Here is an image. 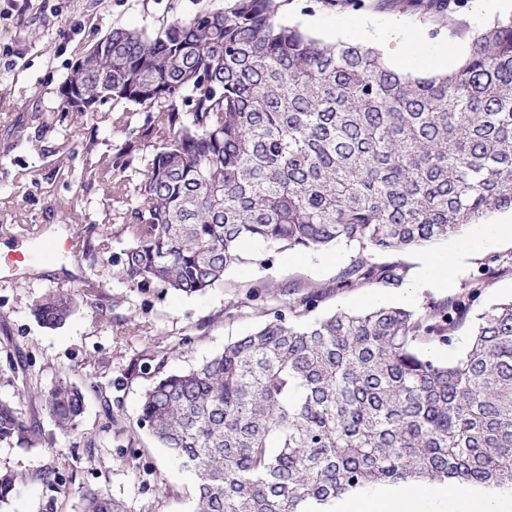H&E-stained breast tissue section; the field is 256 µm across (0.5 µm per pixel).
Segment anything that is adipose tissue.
Wrapping results in <instances>:
<instances>
[{
	"label": "adipose tissue",
	"instance_id": "adipose-tissue-1",
	"mask_svg": "<svg viewBox=\"0 0 512 512\" xmlns=\"http://www.w3.org/2000/svg\"><path fill=\"white\" fill-rule=\"evenodd\" d=\"M339 512H512V498L437 483L416 484L347 501Z\"/></svg>",
	"mask_w": 512,
	"mask_h": 512
}]
</instances>
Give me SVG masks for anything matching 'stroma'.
I'll return each mask as SVG.
<instances>
[{"instance_id": "1", "label": "stroma", "mask_w": 512, "mask_h": 512, "mask_svg": "<svg viewBox=\"0 0 512 512\" xmlns=\"http://www.w3.org/2000/svg\"><path fill=\"white\" fill-rule=\"evenodd\" d=\"M221 2L0 0V232L42 224L53 239L78 228L91 245L53 260L60 268L80 267L84 278L74 283L48 273L16 282L0 254V399L20 402L41 432L32 447L0 443V471L16 477L0 512H80L87 489L112 495L127 512H192L193 475L135 425L141 396L158 375L187 370L246 335L284 302L288 288L326 289L323 314L376 304L419 310L467 289L490 257L512 258L511 237L463 255L454 237L392 254L407 268L399 287L340 292L334 284L359 252L354 243L270 257L245 245L248 261L201 295L136 287L117 275L113 262L129 245L120 218L124 204L104 194L101 176L127 162L129 133L145 115L100 112L78 128L58 108V87L71 64L112 28L156 29ZM487 2L462 0L458 15L449 17L395 11L384 0H288L280 18L332 41L347 23L351 40L371 46L421 29L431 47L447 51L453 69L477 30L506 19V12L488 11ZM366 19L367 39L356 28ZM452 254L458 261L447 282L430 284L431 263ZM90 286L93 303L81 304L63 326L48 329L35 318L33 299L63 287L80 294ZM61 380L86 391L79 427L69 434L58 430L36 396Z\"/></svg>"}]
</instances>
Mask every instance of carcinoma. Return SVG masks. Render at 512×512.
Listing matches in <instances>:
<instances>
[{"instance_id":"cac0c4a2","label":"carcinoma","mask_w":512,"mask_h":512,"mask_svg":"<svg viewBox=\"0 0 512 512\" xmlns=\"http://www.w3.org/2000/svg\"><path fill=\"white\" fill-rule=\"evenodd\" d=\"M283 0H228L154 31L115 27L60 84L59 107L147 113L121 212L131 244L114 265L131 284L202 294L246 261L242 245L361 253L336 290L398 286L376 263L461 234L512 209V18L473 34L446 74L411 77L358 42L328 41L277 20ZM453 14L456 0H417ZM81 88L86 105L70 101ZM496 269L418 313L403 307L312 319L314 288L249 334L184 371L158 377L136 426L196 477L193 512H332L381 485L447 482L512 493V300L475 303ZM78 299L33 301L47 328ZM466 352L442 364L416 347ZM58 428L77 429L85 396L45 395ZM39 429L0 401V442ZM82 512H125L87 490ZM470 334V325L467 323L457 330L449 345L436 342L421 343L420 346L441 363L454 362L465 352Z\"/></svg>"}]
</instances>
